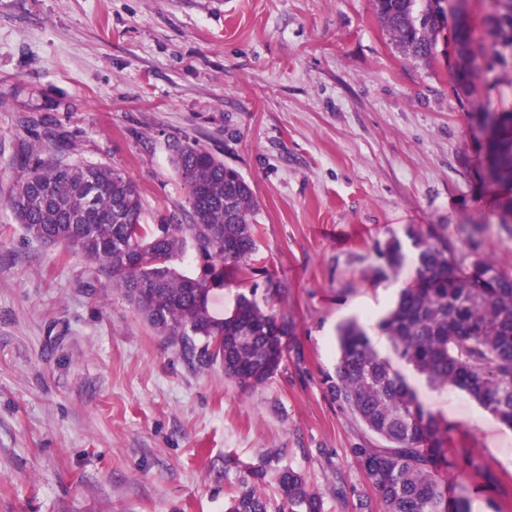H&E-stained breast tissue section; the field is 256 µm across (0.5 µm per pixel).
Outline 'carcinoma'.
<instances>
[{"label": "carcinoma", "instance_id": "1", "mask_svg": "<svg viewBox=\"0 0 512 512\" xmlns=\"http://www.w3.org/2000/svg\"><path fill=\"white\" fill-rule=\"evenodd\" d=\"M438 0H374L377 18L406 56L434 55L441 17ZM452 52L468 66L473 52L469 30L453 38ZM495 128L490 176L512 181V113H487ZM189 195V223L144 224L137 185L122 170L98 164L48 160L32 166L7 204L33 239L63 245L112 280L150 326L178 347L199 369L219 365L243 389L264 384L280 370L292 323L262 309L255 294L239 293L227 314L211 302L224 287V274L248 270L256 250L253 216L258 202L251 185L224 161L195 142L176 145L171 159ZM196 247V268L181 273L174 262ZM417 275L422 287L401 292L382 328L398 357L439 389L466 392L512 429V274L478 260L461 275L443 238L417 233ZM389 269L402 262L400 244L387 243ZM332 397L386 442L351 449L384 504V512H469L467 502L449 495L441 470L464 471V455L447 459L443 436L449 427L419 399L416 389L381 358L364 329L348 322L340 329ZM279 512H322V499L303 475L278 470ZM269 503L248 486L226 512H268Z\"/></svg>", "mask_w": 512, "mask_h": 512}]
</instances>
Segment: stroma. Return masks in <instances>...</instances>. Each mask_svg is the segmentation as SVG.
Instances as JSON below:
<instances>
[{
    "instance_id": "1",
    "label": "stroma",
    "mask_w": 512,
    "mask_h": 512,
    "mask_svg": "<svg viewBox=\"0 0 512 512\" xmlns=\"http://www.w3.org/2000/svg\"><path fill=\"white\" fill-rule=\"evenodd\" d=\"M466 18V81L443 54L404 55L373 0H0V201L42 158L122 169L143 221H187L170 157L194 141L252 186L251 270L228 277L293 323L288 355L242 389L158 336L111 280L61 245L26 237L0 204V512H225L250 472L278 507L292 467L324 512L383 504L352 450L378 444L325 379L338 328L366 330L449 430L445 473L470 512H512V429L464 391L430 389L380 328L399 287L420 284L412 236L435 231L464 272H512L489 177L485 113H512V11L447 0ZM405 256L388 270L381 248ZM351 490L339 504L332 488Z\"/></svg>"
}]
</instances>
